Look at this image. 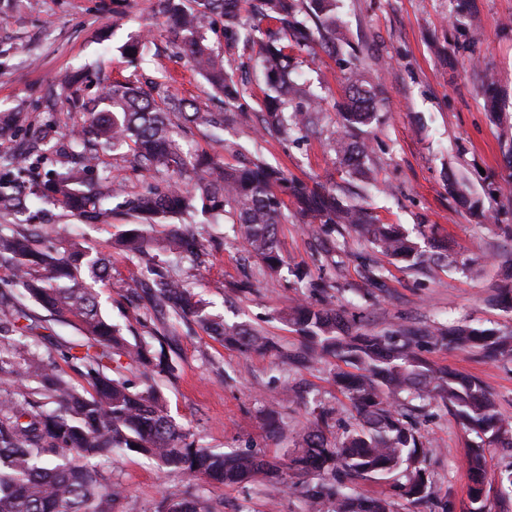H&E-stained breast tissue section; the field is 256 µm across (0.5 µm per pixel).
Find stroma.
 Wrapping results in <instances>:
<instances>
[{
  "label": "stroma",
  "mask_w": 512,
  "mask_h": 512,
  "mask_svg": "<svg viewBox=\"0 0 512 512\" xmlns=\"http://www.w3.org/2000/svg\"><path fill=\"white\" fill-rule=\"evenodd\" d=\"M336 18L346 42L342 53L320 55L294 75L297 83L324 99L315 133L286 139L262 133L256 105L265 83L254 52L242 48L232 68L254 92L247 101L250 130L227 126L218 141L183 125L177 136L182 150L235 166L242 157L228 145L236 142L259 149L288 178L311 186L353 188V180L324 142L338 128L350 71L361 68L376 84L385 109L382 125L361 131L370 143L373 179L363 203L381 222L402 225L422 249L435 243L447 246L450 262L409 269L354 232L325 234L320 225L292 211L278 230L284 264L272 272L245 249L232 225H200L199 257L170 259L172 270L209 313L274 346L268 353H246L198 326L179 328L173 346L177 376L158 378L157 385L176 423L191 439L217 451L282 457L294 448L314 410L332 411L325 429L332 440L357 424L334 378L344 363L326 358L304 367L289 360L302 349L286 318L289 306L319 301L297 280L296 267L323 278L336 310L367 332L441 324L512 333V304L500 296L501 286L512 281V239L502 232L504 225H512V187L506 183L500 148L504 128L512 126V0H466L462 5L457 0H336ZM168 37L158 0H10L0 18V114H18V146H30L46 133L58 149L66 148L69 131L82 117L64 99L50 98L49 89L67 73L144 84L164 73L174 93L223 110L204 78L186 60L166 52ZM135 40L145 42L147 49L142 60L132 63L119 48ZM487 72L497 80L501 109L495 119L481 91ZM99 169L132 194L165 182L164 176L141 171L122 150L102 155ZM460 192L478 201L483 216L457 201ZM19 221L75 226L77 239L112 265L111 280L100 288L103 317L126 339L154 334L131 295L141 268L113 243L123 225L134 223V216L117 210L110 223L89 224L50 204L35 206L20 219L0 214L5 227ZM478 250L485 255L480 265L465 272L455 267V259ZM24 306L44 328L39 352L80 340L78 330L57 322L32 301ZM422 355L448 370L477 376L502 414L512 418V362L431 345L423 347ZM411 406L429 447L427 465L435 492L434 501L419 512H466L470 474L465 459L474 433L435 404L415 400ZM273 410L283 422L278 437L267 429ZM101 468L126 490L118 512H156L164 496L189 487L198 493L206 486L204 480L133 453L114 456ZM210 498L214 512L305 510L288 488L269 498L267 485L260 481L211 492Z\"/></svg>",
  "instance_id": "35a3bbf8"
}]
</instances>
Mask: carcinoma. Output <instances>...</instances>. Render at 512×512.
<instances>
[{"mask_svg":"<svg viewBox=\"0 0 512 512\" xmlns=\"http://www.w3.org/2000/svg\"><path fill=\"white\" fill-rule=\"evenodd\" d=\"M242 2L159 0L174 54L188 60L214 92L224 96V111L203 109L175 94L165 76L147 89L133 81L109 83L86 100L70 91L66 80L60 90L84 117L83 125L70 132L69 153L60 169L45 178L39 169L46 156L39 149L0 156V212L22 215L38 201L107 224L112 216L107 203L120 200L118 207L145 220L117 238L130 257L147 260L146 275L138 284L145 315L171 328L192 321L243 351H259L273 345L214 318L193 301L187 284L156 260L162 253L197 250V212L236 225L248 252L273 272L282 263L278 227L288 219L283 193L314 222L333 231L351 228L410 268L442 266L448 255L422 252L398 225L382 223L360 203L344 202L334 188L316 190L288 181L282 170L259 155L235 167L184 155L174 119L217 137L225 121H240L248 111L243 104L251 95L247 83L235 80L225 67L240 45L256 51L266 75L268 91L260 101L264 132L285 137L308 133L315 113L322 111L321 97L292 81L290 73L295 59L304 54L336 53L341 42L336 0H310L312 27L298 19L295 0H251V18L243 15ZM215 17L223 21L224 58L204 36ZM264 20L277 25V37L261 27ZM341 112L340 130L329 139V147L350 174L366 178L369 147L351 135L361 126L380 123L381 115L376 89L363 72L350 78ZM122 147L146 172L189 173L193 178L185 185L171 181L134 196L107 174L91 178L101 155ZM159 225L167 227L160 238L153 235ZM50 233L64 243L63 252L38 248L44 235L41 224L0 228V266L11 270L10 279L0 282V512H116L125 491L97 461L110 460L117 452L154 458L214 489L258 479L274 490L286 485L304 499L307 512H395L397 499L417 507L432 500V482L423 436L398 409L405 396L443 406L479 436L466 456L471 476L468 512H493L485 488V448L493 443L512 448V420L498 411L480 380L442 370L423 358L421 342L477 348L488 359L509 362L512 335L469 326L372 334L345 323L326 299L317 307L297 304L289 321L307 347L304 361L329 357L353 368L337 373L336 380L361 417L360 425L331 442L321 427L328 418L322 411L302 430L299 447L279 461L253 452H217L189 440L165 412L155 376L175 374L171 337L157 336L154 344L129 342L100 310L96 288L111 280L112 266L77 242L66 226L54 224ZM16 288L56 319L78 326L85 351L64 352L62 357L84 384L75 385L52 354L28 352L36 326L19 325L23 310ZM123 357L140 367L139 381L120 372ZM16 384L24 389L21 401L10 390ZM377 477L391 481L392 494L358 493L357 482ZM157 512H213V507L198 495L171 494Z\"/></svg>","mask_w":512,"mask_h":512,"instance_id":"obj_1","label":"carcinoma"}]
</instances>
